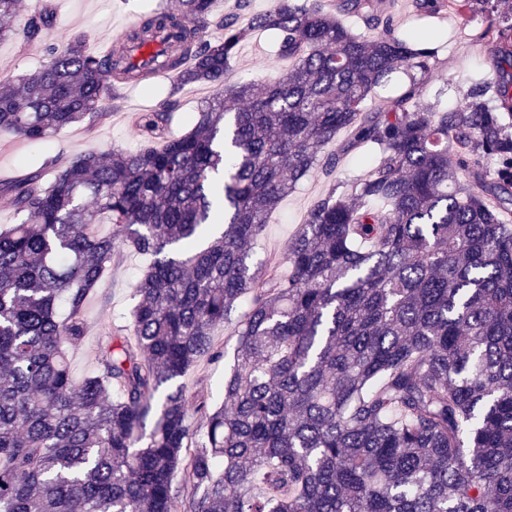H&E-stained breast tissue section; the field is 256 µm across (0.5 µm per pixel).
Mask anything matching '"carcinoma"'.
<instances>
[{
    "mask_svg": "<svg viewBox=\"0 0 512 512\" xmlns=\"http://www.w3.org/2000/svg\"><path fill=\"white\" fill-rule=\"evenodd\" d=\"M179 2L104 55L80 35L49 44L0 88V134L91 129L102 94L153 77L126 48L167 32L153 68L215 89L179 136L168 101L141 115L140 150L0 180L21 216L0 225V512H176L178 471L187 512H512V13L415 0L420 17L486 15L495 71L462 106L422 110L444 30H398L385 0H280L249 28L292 67L227 87L249 28L214 20L212 0ZM18 10L0 0L1 40L55 22L36 7L13 28ZM401 70L409 83L367 107ZM351 152L367 171L344 182ZM314 174L324 190L284 256L252 269L269 216ZM105 216L106 236L92 231ZM121 250L150 258L131 325L77 382L66 349ZM231 322L229 407L211 410L174 382L223 356L212 329ZM196 415L205 441L186 455Z\"/></svg>",
    "mask_w": 512,
    "mask_h": 512,
    "instance_id": "cac0c4a2",
    "label": "carcinoma"
}]
</instances>
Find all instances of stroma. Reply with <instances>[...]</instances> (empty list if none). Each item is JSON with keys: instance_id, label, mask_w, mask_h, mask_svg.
<instances>
[{"instance_id": "obj_1", "label": "stroma", "mask_w": 512, "mask_h": 512, "mask_svg": "<svg viewBox=\"0 0 512 512\" xmlns=\"http://www.w3.org/2000/svg\"><path fill=\"white\" fill-rule=\"evenodd\" d=\"M163 1L173 9L179 5V0H50L56 12L55 24L42 32L39 42L25 45L13 39L0 41V84L14 82L18 75L39 67L44 61L40 48L44 42L63 46L74 35L80 34L84 36L89 51L104 52L127 23L151 13ZM482 23L478 15H451L445 21L448 36L440 47L439 64L431 76L432 87L444 85L448 88L442 99L445 106L456 108L463 104V91L468 79L494 75L492 61L484 46L470 37ZM288 66V59L278 55L273 38L268 33L253 31L232 60L228 76L234 82H247L261 78L271 69L283 70ZM170 95L174 96L176 105L169 132L174 136L180 135L187 130L202 98L194 87L178 90L173 79L156 78L146 88L125 87L120 105H113L110 98H103L100 109L105 116L93 130L80 126L67 129L30 149L27 160L34 164L61 153L75 156L112 147L137 150L142 145L135 128L137 116L153 111L159 101ZM323 189L322 180L315 176L297 184L295 190L280 203L263 237L256 243L254 260L262 261L284 253L289 238L304 223L310 207ZM147 267L145 257L122 253L95 288L84 309L89 333L81 345L69 351L71 373L75 379L80 380L93 373L95 349L102 328L129 326L135 304L133 288ZM234 330L231 324L216 327L214 341L223 351V358L199 363L180 380L189 396L211 408L220 407L224 401V377L234 362L237 349Z\"/></svg>"}]
</instances>
